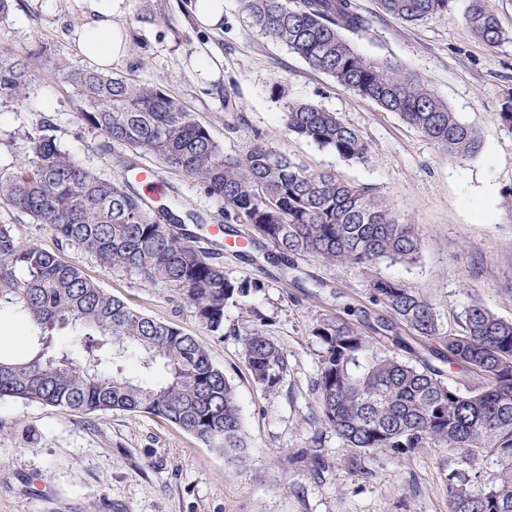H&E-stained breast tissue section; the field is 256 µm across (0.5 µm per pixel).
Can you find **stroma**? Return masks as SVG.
Returning <instances> with one entry per match:
<instances>
[{"instance_id": "35a3bbf8", "label": "stroma", "mask_w": 512, "mask_h": 512, "mask_svg": "<svg viewBox=\"0 0 512 512\" xmlns=\"http://www.w3.org/2000/svg\"><path fill=\"white\" fill-rule=\"evenodd\" d=\"M374 15L372 41H356L365 56L402 63L424 80L481 139L477 156L451 159L398 115L354 96L331 78L261 35L242 0H224L219 27L191 19L192 0H129L116 22L131 33L114 73L166 87L194 112L225 153H244L254 138L308 170L332 171L372 188L404 223L415 225L423 246L413 264L355 268L299 257L281 273L261 253L240 252L237 235L217 234L221 203L192 178L167 170L148 155L137 170L112 162L102 133L88 129L56 65L87 67L75 38L85 22L81 0H12L0 21V56L35 45L32 82L22 104L0 102V164L22 161L26 135L48 124L65 152L111 180L126 179L153 205L177 203L201 215L215 242L216 262L231 280L254 292L224 309L217 338L168 284L143 283L135 273L103 268L90 254L61 245L46 225L0 207V224L62 258L77 260L86 278L107 294L202 343L235 387L247 448L241 462L204 447L177 426L148 414L101 411L79 419L39 402L0 400V512H448V475L465 468L459 454L437 446L394 455L348 447L324 422L317 402L322 345L320 321L347 318L372 338L380 355L416 362L426 340L374 333L386 318L370 285L378 278L406 282L429 299L443 332L458 331L465 308L480 303L512 321V130L499 116L512 94V43L490 46L463 18L465 0L410 23L379 13L375 0H357ZM213 63L209 80L192 64L200 53ZM237 108H224L225 96ZM335 112L372 147L367 165L344 161L328 148L284 133L287 102ZM260 328L288 355L282 387L256 385L242 362V336Z\"/></svg>"}]
</instances>
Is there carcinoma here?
I'll use <instances>...</instances> for the list:
<instances>
[{"instance_id": "1", "label": "carcinoma", "mask_w": 512, "mask_h": 512, "mask_svg": "<svg viewBox=\"0 0 512 512\" xmlns=\"http://www.w3.org/2000/svg\"><path fill=\"white\" fill-rule=\"evenodd\" d=\"M453 0H378L381 11L407 22L448 10ZM253 26L362 100L398 114L452 158L479 153L475 128L425 83L392 61L360 54L346 37L371 35L374 19L354 0H243ZM464 18L483 42H512L493 0H466ZM81 103L80 120L130 151L115 163L129 172L150 154L224 204V226L245 224L248 243L269 247L288 263L312 256L354 267L409 263L421 250L372 188L331 171L310 172L262 141L236 155L160 85L102 72L62 70ZM29 62L0 59V101L27 97ZM286 133L364 164L369 143L336 113L291 102ZM29 158L0 167V205L47 224L60 242L143 282L168 283L211 335L224 336V307L252 285L230 280L222 265L177 230L165 204L148 203L127 181L98 175L40 130L26 135ZM374 301L413 336L436 343L433 353L472 369L490 384L463 392L437 374L371 352V342L341 318L314 328L322 343L318 402L324 421L349 447L405 454L434 444L464 453L485 470L474 484L467 470L448 474L449 512H512V321L479 303L466 308L461 331L441 332L432 302L399 280L372 282ZM29 325V353L0 357V399L39 402L83 417L96 411L150 414L178 426L230 463L247 443L235 387L206 348L180 328L155 321L95 286L76 261H64L0 224V317ZM242 359L255 384L278 389L288 358L259 328L242 339Z\"/></svg>"}]
</instances>
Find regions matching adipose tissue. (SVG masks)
<instances>
[{
  "label": "adipose tissue",
  "instance_id": "adipose-tissue-1",
  "mask_svg": "<svg viewBox=\"0 0 512 512\" xmlns=\"http://www.w3.org/2000/svg\"><path fill=\"white\" fill-rule=\"evenodd\" d=\"M87 22L76 38L77 49L95 67L108 70L127 54L129 37L114 18L126 11V0H82Z\"/></svg>",
  "mask_w": 512,
  "mask_h": 512
}]
</instances>
